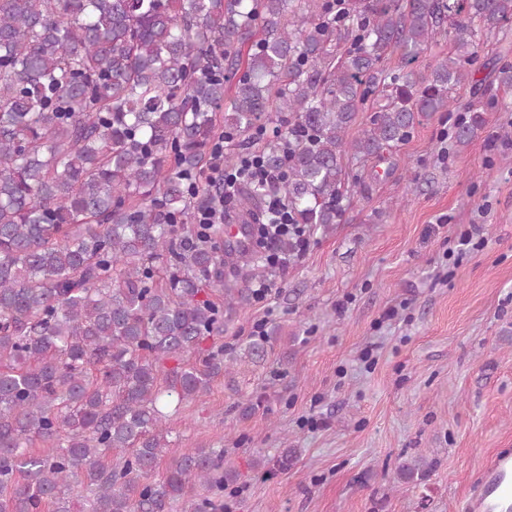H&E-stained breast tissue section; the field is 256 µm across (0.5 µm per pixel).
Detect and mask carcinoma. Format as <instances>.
<instances>
[{
    "instance_id": "carcinoma-1",
    "label": "carcinoma",
    "mask_w": 512,
    "mask_h": 512,
    "mask_svg": "<svg viewBox=\"0 0 512 512\" xmlns=\"http://www.w3.org/2000/svg\"><path fill=\"white\" fill-rule=\"evenodd\" d=\"M329 2L0 0V512L224 508L183 501L235 474L222 448L169 456L161 398L193 401L226 371L220 350L190 357L264 268L252 246L184 228L222 191L192 193L185 176L205 172L219 132L285 116L258 153L287 178L245 183L237 221L259 223L278 194L293 223L335 224L344 156L383 161L420 118L452 110L457 86L480 92L479 36L512 21V0H345L337 21ZM444 29L452 52L414 69ZM370 95V126L351 137ZM470 112L460 145L484 123ZM428 472L417 456L399 479Z\"/></svg>"
}]
</instances>
